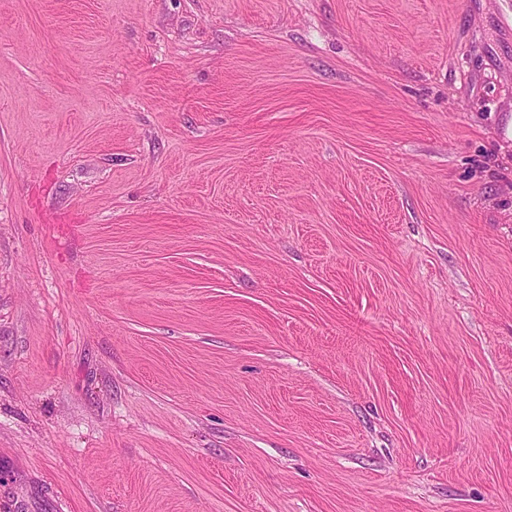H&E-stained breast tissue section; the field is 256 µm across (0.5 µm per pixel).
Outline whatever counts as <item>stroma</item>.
Here are the masks:
<instances>
[{
	"label": "stroma",
	"mask_w": 512,
	"mask_h": 512,
	"mask_svg": "<svg viewBox=\"0 0 512 512\" xmlns=\"http://www.w3.org/2000/svg\"><path fill=\"white\" fill-rule=\"evenodd\" d=\"M512 0H0V512H512Z\"/></svg>",
	"instance_id": "1"
}]
</instances>
